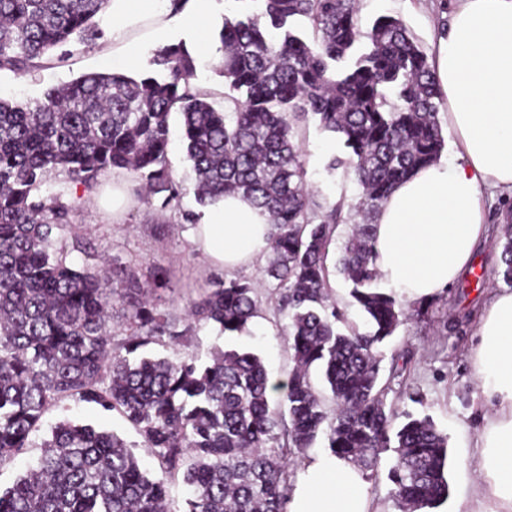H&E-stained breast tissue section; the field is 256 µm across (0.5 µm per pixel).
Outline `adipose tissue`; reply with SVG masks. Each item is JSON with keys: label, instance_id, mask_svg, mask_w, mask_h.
<instances>
[{"label": "adipose tissue", "instance_id": "ef3b65f1", "mask_svg": "<svg viewBox=\"0 0 512 512\" xmlns=\"http://www.w3.org/2000/svg\"><path fill=\"white\" fill-rule=\"evenodd\" d=\"M213 0H112L115 53L123 66L148 40L167 34L165 14L197 33L196 51ZM448 112L453 159L417 169L374 219L375 267L405 301L440 294L471 268L476 244L490 229L486 211L512 196V0H452L448 25L430 58ZM270 224L249 200L227 195L193 229L196 249L214 265L236 269L269 246ZM470 357L483 417L474 457L479 480L456 512H512V291H494L483 308ZM289 512H372L367 481L355 464L331 455L304 461Z\"/></svg>", "mask_w": 512, "mask_h": 512}]
</instances>
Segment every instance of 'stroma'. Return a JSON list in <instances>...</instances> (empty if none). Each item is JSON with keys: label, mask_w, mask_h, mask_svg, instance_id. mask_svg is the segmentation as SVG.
Returning a JSON list of instances; mask_svg holds the SVG:
<instances>
[{"label": "stroma", "mask_w": 512, "mask_h": 512, "mask_svg": "<svg viewBox=\"0 0 512 512\" xmlns=\"http://www.w3.org/2000/svg\"><path fill=\"white\" fill-rule=\"evenodd\" d=\"M363 29H370L374 19L390 15L400 19L416 37L424 50H431L436 27L444 11L442 0H360ZM251 0H215L206 27V40L212 46L211 56L197 58V89L207 94L214 105H222L224 79L218 71L221 54L216 36L225 16L242 15L252 10ZM103 35L91 45L70 43L56 49L59 61L49 68H34L22 75L0 72V97L21 103L37 102L52 85L70 82L81 74L111 68L112 21L104 19ZM299 137L303 142L306 180L312 195L324 208L342 202L356 205L360 190L345 169L327 171L332 156L344 155L342 141L320 130L315 121L302 124ZM168 164L184 192L177 211L157 212L138 199L139 181L125 171L102 176L93 190L71 182L65 172L49 173L43 192H63L65 201L75 204L73 221L65 229L55 231L57 240L70 241L74 234L90 233L105 249L110 266L134 270L144 279L154 272L164 271L167 286L158 290L155 302L162 310L183 317L189 295L188 284H202L217 274L253 283L258 289L259 315L249 325L248 334L223 336L210 325L197 329L189 336L186 350L201 355L213 349L239 346L257 353L263 360L271 380L286 379L294 366L286 338L282 332L287 317L278 312V291L274 281L264 273L265 258L234 270L220 271L192 243L193 227L183 215L193 212L206 216L208 209L197 203L194 195V175L182 140L179 115L170 119ZM124 199L113 205V191ZM502 243L492 235L488 244L478 250L473 269L462 276L458 284L433 298L422 315H415L414 304H406L411 318L401 325L382 346V382L387 387V402L397 413L430 418L448 436V481L450 496L443 512H454L462 494L469 491L477 479L474 466L475 442L481 419L487 408L481 402L478 379L470 361V348L476 341V327L482 304L491 291L504 288L500 275ZM402 353L408 364L400 372H392L390 356ZM68 419L89 423L116 432L128 443L138 444L140 438L115 412H105L88 403H67L52 410L44 418L51 425ZM145 467L154 461L146 449L137 451Z\"/></svg>", "instance_id": "stroma-1"}]
</instances>
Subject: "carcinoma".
<instances>
[{"mask_svg": "<svg viewBox=\"0 0 512 512\" xmlns=\"http://www.w3.org/2000/svg\"><path fill=\"white\" fill-rule=\"evenodd\" d=\"M219 32L224 105L195 89L184 42L155 51L154 72H92L44 92L33 105L0 98V463L31 447L42 418L69 401L119 413L162 476L116 433L68 419L51 427L36 467L0 489V512H285L288 462L318 438L330 454L375 470L392 448L388 479L398 512L436 509L449 496L448 437L427 417L397 412L381 385L380 345L407 319L375 287L371 222L394 188L445 147L439 93L426 52L392 16L361 28L359 0H254ZM110 0H0V71L22 74L71 42L87 44ZM308 21L313 38L298 32ZM369 46L355 49L362 38ZM181 115L197 201L241 194L269 216L267 277L288 312L294 368L272 384L262 358L236 349L170 359L137 355L182 345L202 323L227 336L258 314L254 286L214 277L197 289L184 324L150 300L155 283L123 270L76 268L54 230L71 222L60 192L41 193L61 170L91 190L125 170L163 212L180 206L168 167L169 119ZM318 120L348 149L333 158L361 189L335 262L370 330L360 332L330 300L327 261L343 204L314 224L305 189L300 123ZM501 275L512 286V221ZM120 305L132 333L112 340ZM319 373L335 412L316 389ZM187 493L171 506L170 480Z\"/></svg>", "mask_w": 512, "mask_h": 512, "instance_id": "1", "label": "carcinoma"}]
</instances>
